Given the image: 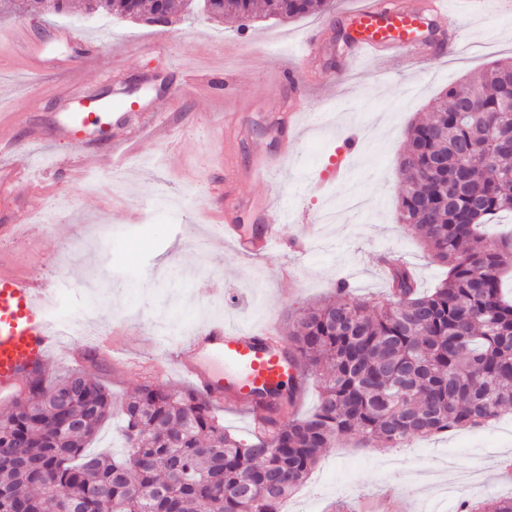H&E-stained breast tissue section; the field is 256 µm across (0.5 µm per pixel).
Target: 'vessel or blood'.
Returning a JSON list of instances; mask_svg holds the SVG:
<instances>
[{"label":"vessel or blood","mask_w":512,"mask_h":512,"mask_svg":"<svg viewBox=\"0 0 512 512\" xmlns=\"http://www.w3.org/2000/svg\"><path fill=\"white\" fill-rule=\"evenodd\" d=\"M344 18L353 60L365 54L426 60L438 49L421 31L424 15L409 5L363 0ZM67 82L58 94L69 110L62 130L74 136L87 133L97 122L99 107L79 100L77 69L69 70ZM222 220L225 238L234 242L243 258H261L288 244L274 224L263 225L258 234H245L234 209H226ZM48 302L46 288L0 264L1 404L12 401L31 376L47 372L48 354L57 338L50 327ZM168 362L212 400L231 397L257 424L267 413L257 391L278 388L299 376L275 327H229L220 319L203 324L187 340L172 346Z\"/></svg>","instance_id":"b4317fda"}]
</instances>
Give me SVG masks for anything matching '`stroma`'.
Wrapping results in <instances>:
<instances>
[{
    "instance_id": "stroma-1",
    "label": "stroma",
    "mask_w": 512,
    "mask_h": 512,
    "mask_svg": "<svg viewBox=\"0 0 512 512\" xmlns=\"http://www.w3.org/2000/svg\"><path fill=\"white\" fill-rule=\"evenodd\" d=\"M471 11L467 0H446L447 27L463 32L464 46L446 45L420 71L405 62L366 58L352 68L342 60L347 46L338 26L341 11L359 0H332L327 11L293 20L257 18L246 30L210 18L203 10L182 12L168 26L85 14L83 0H71L61 14L28 16L0 10V113L22 116L18 137L33 151L31 181L39 195L22 187L0 195V224L24 209L33 215L19 236L0 241V260L52 289L54 319L70 317L87 303L91 286L108 281L112 292L99 302L95 320L73 343L60 342L49 354L50 375L81 370L121 400L152 382L173 388L189 382L175 370L158 374L170 346L187 339L205 318L221 313L238 326L276 321L332 296L346 282L361 300L379 299L388 284L383 260L407 262L421 289L435 287L444 268L432 263L420 239L396 220L401 191L400 158L410 127L423 120L448 86L476 77L489 62L512 57V21L499 14L496 0ZM27 26L49 59V72H30L14 62L13 39ZM321 44L305 55L310 29ZM95 41L97 53L82 63V43ZM206 72L219 85L180 90L176 67ZM80 68L82 96L108 93L156 109L163 132L144 135L138 147L112 159L107 144L60 139L33 141L34 133L64 118L56 94L69 69ZM294 70L308 75L301 102L298 150L279 159L264 177L249 172L253 156L274 152L284 128L274 112L295 92L286 78ZM216 112L237 115L239 148L231 160L239 177L230 193H211L209 179L222 159ZM374 124L372 138L356 155L345 154V139ZM100 165L79 167L88 151ZM78 165L74 180L65 170ZM342 165L329 195H312L307 181ZM366 201L357 216L338 224L289 223V240L303 243L258 261L239 258L218 240L206 213L256 201L243 212L247 231L256 230L265 209L316 212L343 206L352 190ZM111 229L109 248L98 247L102 229ZM208 241L206 255L193 247ZM123 332L122 344L140 357L133 365L91 360L75 365L71 345L97 343L107 329ZM512 456V425L500 420L480 427L412 441L398 449L359 448L354 438L325 449L307 482L283 503V512H333L336 503L358 505L388 494L402 512H421L424 502L445 487L458 488L446 512H459L468 488L478 498L512 495V471L499 467Z\"/></svg>"
}]
</instances>
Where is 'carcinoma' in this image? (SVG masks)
Returning <instances> with one entry per match:
<instances>
[{"instance_id":"cac0c4a2","label":"carcinoma","mask_w":512,"mask_h":512,"mask_svg":"<svg viewBox=\"0 0 512 512\" xmlns=\"http://www.w3.org/2000/svg\"><path fill=\"white\" fill-rule=\"evenodd\" d=\"M23 14L60 13L69 0H0ZM290 20L330 0H263ZM255 0H209L213 18L250 20ZM171 0H84L89 14L169 23ZM512 58L452 86L411 127L399 165L397 220L448 267L432 291L394 265L389 292L368 304L342 282L336 297L288 321V360L321 389L314 411L293 410L301 386L261 392L276 417L243 441L194 388L144 385L121 406L126 455L85 448L112 417V394L81 372L34 378L0 413V512H278L326 448L353 433L363 448L482 426L512 414V235L484 233L512 213ZM463 512H512V497Z\"/></svg>"}]
</instances>
